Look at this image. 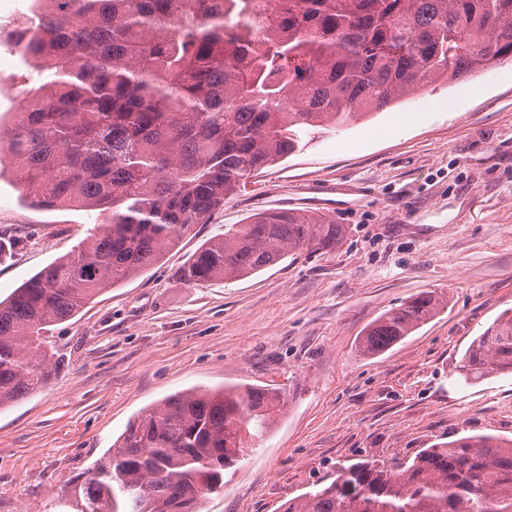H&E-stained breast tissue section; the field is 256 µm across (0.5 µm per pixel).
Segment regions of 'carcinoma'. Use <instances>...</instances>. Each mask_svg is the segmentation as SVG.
<instances>
[{
	"label": "carcinoma",
	"instance_id": "cac0c4a2",
	"mask_svg": "<svg viewBox=\"0 0 512 512\" xmlns=\"http://www.w3.org/2000/svg\"><path fill=\"white\" fill-rule=\"evenodd\" d=\"M15 35L46 75L25 90L7 159L36 204L99 212L65 257L0 301V407L61 367L47 327L144 273L207 224L247 179L310 128L339 131L429 84L512 62V0H34ZM344 225L298 210L231 224L180 271L246 278L290 254L333 250ZM423 292L381 315L374 355L432 319ZM512 370V313L468 347L471 383ZM284 406L259 386L194 389L129 422L83 483L82 512H200L224 471ZM282 512H512V440L464 436L388 465L358 461Z\"/></svg>",
	"mask_w": 512,
	"mask_h": 512
}]
</instances>
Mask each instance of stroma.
Returning <instances> with one entry per match:
<instances>
[{"mask_svg":"<svg viewBox=\"0 0 512 512\" xmlns=\"http://www.w3.org/2000/svg\"><path fill=\"white\" fill-rule=\"evenodd\" d=\"M33 0H0V127L38 72L14 35ZM272 209L347 228L248 278L179 276L228 224ZM97 222L47 208L0 176V299L70 253ZM441 311L382 354L358 341L422 292ZM512 310V62L428 86L339 132H306L143 275L50 326L64 360L43 389L0 407V512H80L78 489L127 424L192 388L255 385L286 405L201 512H281L337 464L414 457L466 435L512 438V372L467 384L462 356Z\"/></svg>","mask_w":512,"mask_h":512,"instance_id":"1","label":"stroma"}]
</instances>
